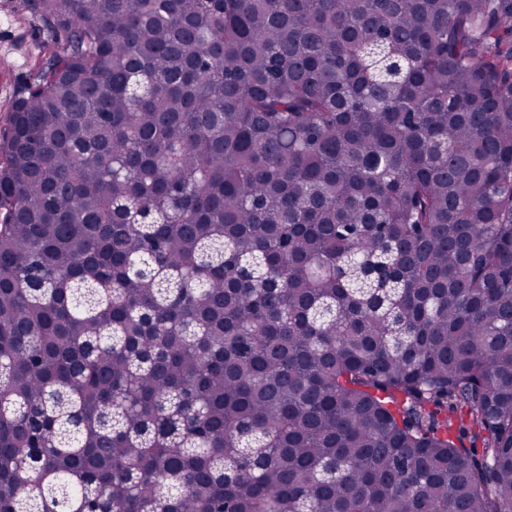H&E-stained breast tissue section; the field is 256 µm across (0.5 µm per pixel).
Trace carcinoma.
<instances>
[{"mask_svg":"<svg viewBox=\"0 0 512 512\" xmlns=\"http://www.w3.org/2000/svg\"><path fill=\"white\" fill-rule=\"evenodd\" d=\"M27 5L0 512H512V0Z\"/></svg>","mask_w":512,"mask_h":512,"instance_id":"cac0c4a2","label":"carcinoma"}]
</instances>
